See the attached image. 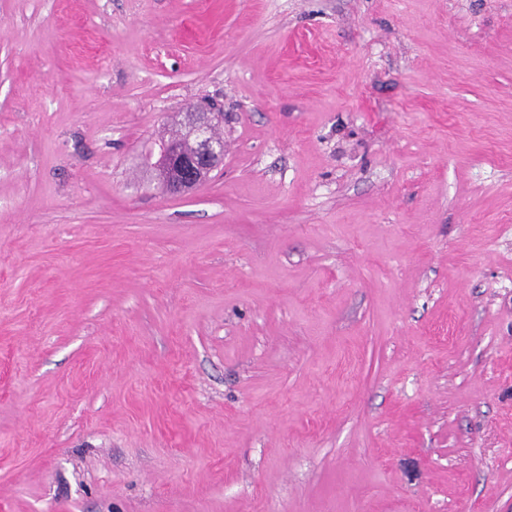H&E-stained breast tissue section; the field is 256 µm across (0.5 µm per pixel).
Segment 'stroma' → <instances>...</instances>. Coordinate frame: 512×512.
<instances>
[{
    "label": "stroma",
    "mask_w": 512,
    "mask_h": 512,
    "mask_svg": "<svg viewBox=\"0 0 512 512\" xmlns=\"http://www.w3.org/2000/svg\"><path fill=\"white\" fill-rule=\"evenodd\" d=\"M0 512H512V0H0ZM186 117L187 126L196 137L194 155L184 153L177 141H165L164 138L158 141L160 155L165 158L167 164V167L164 168V175H167L169 169L172 168L180 173L179 178L168 179L166 182L167 191L173 194L182 193L189 188L201 185L203 175L209 173L217 165V160L224 153V144L217 142L212 137L211 132L215 123L209 112H188ZM158 143H155V148L142 159V164L145 167L156 171L163 168L162 158L156 152ZM195 171L198 172L196 176Z\"/></svg>",
    "instance_id": "1"
}]
</instances>
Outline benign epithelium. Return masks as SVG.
<instances>
[{
  "mask_svg": "<svg viewBox=\"0 0 512 512\" xmlns=\"http://www.w3.org/2000/svg\"><path fill=\"white\" fill-rule=\"evenodd\" d=\"M186 117L187 126L196 137L195 153H184L177 141L170 140L159 144L160 155L167 164L164 173H169L172 168L180 173V177L166 182L167 191L173 194L201 185L203 175L217 165V160L224 153V144L212 137L214 122L210 113L188 112Z\"/></svg>",
  "mask_w": 512,
  "mask_h": 512,
  "instance_id": "obj_1",
  "label": "benign epithelium"
}]
</instances>
